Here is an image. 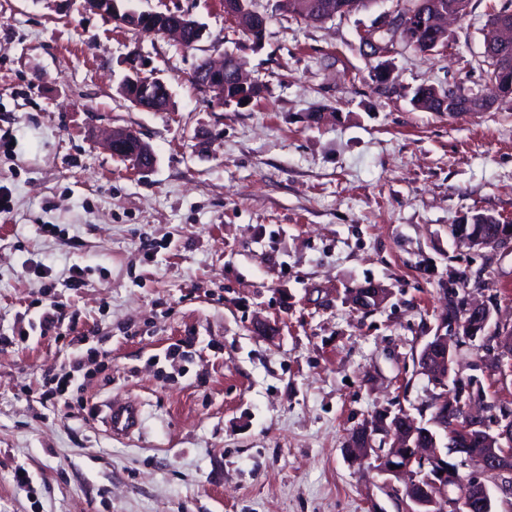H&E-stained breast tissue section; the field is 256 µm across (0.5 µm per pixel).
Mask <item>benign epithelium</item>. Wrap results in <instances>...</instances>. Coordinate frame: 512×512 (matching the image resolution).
I'll use <instances>...</instances> for the list:
<instances>
[{
	"label": "benign epithelium",
	"mask_w": 512,
	"mask_h": 512,
	"mask_svg": "<svg viewBox=\"0 0 512 512\" xmlns=\"http://www.w3.org/2000/svg\"><path fill=\"white\" fill-rule=\"evenodd\" d=\"M127 0H83L84 7L90 11L100 13L112 18L113 21L125 28H131L140 33H158L171 35L179 43L189 42L193 45L200 42L205 34V28L190 14L181 11H141L126 7ZM225 11L237 25L250 24V37L253 44L262 43L266 29V18L252 10L249 0H233L226 4ZM456 17V14L443 11L439 8H431L428 13L419 10L415 5H408L397 10V15L389 17L385 21L386 30L392 32H405L409 42L416 40L415 20H427L430 26L437 31L440 39L434 47L447 46L448 19ZM492 35L497 41L512 43V9L504 8L496 16L490 26ZM201 71L208 75L204 90L211 97L224 103V65H215L204 59ZM127 66L130 75L126 76L121 84V93L136 108L148 112H158L165 109L171 101L172 93L168 83L160 78L144 74V62L139 57L128 59ZM236 85L242 89V93L233 98V103L243 105V101H253L257 98L256 91L261 84L256 81L248 82L244 79L242 68H237L234 74ZM472 94L460 87H448L445 97L441 98L442 108L448 113H456L463 107L464 102L471 98ZM107 148L112 155L131 161L143 171L152 168L155 157L151 153L144 152L142 142L131 139V132L127 129H114L106 140ZM485 223V215L476 213L464 217L457 224V233L460 239L466 242L470 248L496 247L512 240V236L505 234L491 240L474 225ZM379 297V288L373 284L368 291H353L352 301L360 309ZM451 312L441 320L434 336L429 339L430 347L427 353L435 358L436 367L427 372L429 381L439 389L434 401L440 405L446 404L450 408L459 410L460 416L453 423L456 431L467 436L474 431H480L481 436L489 444V452L478 457L482 465V475L485 480L470 479L467 483V492L478 497L488 506V510L494 509L493 496L487 485V481L494 480L504 473H512V421H497V431H492L486 424L479 425L472 416L473 410L484 405L482 396L473 392L472 387L456 385L455 398L448 399V379L450 376L453 357L450 354L448 332L454 336L469 342L479 341L487 345L490 338L500 340V349L512 355V344L509 343V334L500 332V325L492 323L491 310L480 304L464 305L456 300H451ZM417 433V425L406 415H399L392 419L383 415L375 420L366 422L357 427L349 438V447L355 449L353 459L361 460L368 452L378 455V470L388 476V482H393L403 477L414 481L418 477L426 476V481L433 486V493L421 500H409L406 504V512H425L428 508L443 506L448 512H462L464 500L449 498L445 494L447 485L440 482L439 472L442 468H448V482H454L458 477V468L454 459L459 457L457 449H448V459H443L440 452L435 449L438 445V437H433V447L420 450L411 445L413 437ZM383 435V442H392L387 451L374 447L375 436Z\"/></svg>",
	"instance_id": "obj_1"
}]
</instances>
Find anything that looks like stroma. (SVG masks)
Masks as SVG:
<instances>
[{
	"instance_id": "stroma-1",
	"label": "stroma",
	"mask_w": 512,
	"mask_h": 512,
	"mask_svg": "<svg viewBox=\"0 0 512 512\" xmlns=\"http://www.w3.org/2000/svg\"><path fill=\"white\" fill-rule=\"evenodd\" d=\"M503 2L470 0L446 47L398 35L377 57L360 34L397 0L320 23L252 0L258 46L224 0H131L190 13L207 29L193 49L81 0H0V512H405L373 460L351 461L350 433L420 416L434 387L417 358L449 288L512 329V241L472 249L448 232L476 213L512 223V103L448 114L412 97L483 91ZM226 53L264 87L250 105L191 83ZM133 54L169 83L168 110L121 94ZM126 127L150 171L107 149ZM76 271L84 287L67 288ZM370 281L383 304L354 307ZM77 359L69 397L87 404L69 407L47 380ZM455 359L485 417L512 410V356L463 342ZM114 397L140 402L139 432L106 430Z\"/></svg>"
}]
</instances>
